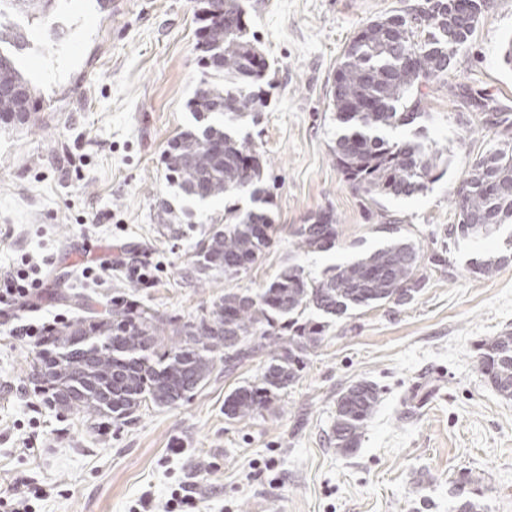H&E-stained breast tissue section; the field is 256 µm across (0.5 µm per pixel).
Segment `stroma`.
Wrapping results in <instances>:
<instances>
[{"instance_id":"obj_1","label":"stroma","mask_w":512,"mask_h":512,"mask_svg":"<svg viewBox=\"0 0 512 512\" xmlns=\"http://www.w3.org/2000/svg\"><path fill=\"white\" fill-rule=\"evenodd\" d=\"M419 0H243L270 65L273 87L257 119L236 124L266 162L263 187L278 231L261 258L233 279L205 276L196 245L224 216L165 178L170 140L196 120L187 102L201 77L194 0H57L42 27L13 14L27 33L21 62L36 89L40 124L0 128V267L54 254L35 310L0 315V490L27 478L46 492L36 512H130L149 498L163 512L186 485L199 512H448L450 482L469 475L489 512H512V400L476 368L482 340L512 332V224L449 245L454 205L474 162L512 142V0H491L455 55L447 80L424 87L426 118L389 130L420 140L448 165L424 193L372 202L332 160L339 124L331 99L342 53L370 21ZM330 210L336 248L299 253L292 232ZM413 225L423 257L447 250L445 273L426 266V286L406 306L384 305L338 321L299 381L251 419L224 417V397L265 363L256 357L169 408H142L130 424L100 428L45 405L30 379L32 346L18 318L73 321L107 316L112 295L188 319L225 289L265 286L285 266L313 277L377 247L378 224ZM140 254L153 277L131 287L116 267L105 284L84 279L89 261ZM509 255L493 275L473 258ZM368 379L383 390L359 449L328 444L336 399Z\"/></svg>"}]
</instances>
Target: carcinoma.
I'll return each mask as SVG.
<instances>
[{
    "instance_id": "obj_1",
    "label": "carcinoma",
    "mask_w": 512,
    "mask_h": 512,
    "mask_svg": "<svg viewBox=\"0 0 512 512\" xmlns=\"http://www.w3.org/2000/svg\"><path fill=\"white\" fill-rule=\"evenodd\" d=\"M44 0H0L5 9L36 18ZM202 78L187 103L204 125L181 131L165 156L167 179L200 202L250 192L255 207H224V223L201 241L197 270L232 278L249 270L270 247L275 227L259 187L263 164L254 144L233 125L267 107V66L250 34L241 0H196ZM454 0H423L405 15L370 22L346 46L336 70L332 101L342 132L333 148L345 180L375 202L412 197L440 174L443 154L415 141H390L383 132L423 115L420 88L448 76L457 47L475 26L456 24ZM224 11V23L210 18ZM428 38L418 40V33ZM29 41L19 29L0 23V124L33 125L38 108L18 54ZM458 222L448 240H478L512 224V145L481 157L454 201ZM389 241L363 256L330 267L320 278L290 264L255 291L229 289L200 316L164 318L127 294L112 297L109 317L91 315L65 322L44 337L30 362V374L44 401L70 414L103 424H125L149 404L172 407L201 388L215 362L237 367L268 357L254 379L224 396L229 421L252 418L300 378L309 356L336 320L352 311L412 303L425 283L422 257L408 224H380ZM298 253L327 252L339 237L336 217L320 211L293 231ZM506 256L489 255L470 272L492 275ZM477 369L495 391L512 399V333L480 344ZM382 390L360 381L336 400L329 444L355 451L380 403ZM451 512H487L482 490L462 476L452 484Z\"/></svg>"
}]
</instances>
